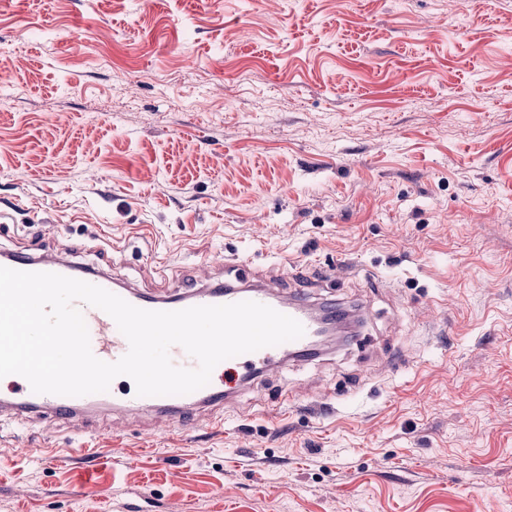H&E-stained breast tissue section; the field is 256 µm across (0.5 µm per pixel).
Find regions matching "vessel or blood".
Here are the masks:
<instances>
[{"mask_svg":"<svg viewBox=\"0 0 512 512\" xmlns=\"http://www.w3.org/2000/svg\"><path fill=\"white\" fill-rule=\"evenodd\" d=\"M228 265L233 268L234 274L224 282L215 285L192 282L182 292L176 293L166 288H128L114 272L89 268L63 257L22 252L0 255V266L24 272H51L75 278L104 288L131 305L145 310L177 311L192 306L255 301L288 315L303 325L304 334L299 339L222 361L214 368L209 384L194 394L144 397L129 392L118 403L119 408L131 414L147 409L154 410L159 417L185 429L191 428L198 410L223 407L225 401L246 382L278 368L288 360L303 359L317 352L315 343L319 324L304 292H278L273 282L253 276L245 261L235 258L229 260ZM80 310L88 328L94 356L105 362L119 360L127 352L129 344L112 317L103 310L86 304L81 305ZM9 381L12 395L8 398L0 397V417L7 416L22 422H72L100 407L92 394L80 397L36 394L22 376H10Z\"/></svg>","mask_w":512,"mask_h":512,"instance_id":"obj_1","label":"vessel or blood"}]
</instances>
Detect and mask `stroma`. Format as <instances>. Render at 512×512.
I'll return each instance as SVG.
<instances>
[{
  "mask_svg": "<svg viewBox=\"0 0 512 512\" xmlns=\"http://www.w3.org/2000/svg\"><path fill=\"white\" fill-rule=\"evenodd\" d=\"M0 252L366 309L223 427L0 422V512H512V0H0Z\"/></svg>",
  "mask_w": 512,
  "mask_h": 512,
  "instance_id": "obj_1",
  "label": "stroma"
}]
</instances>
